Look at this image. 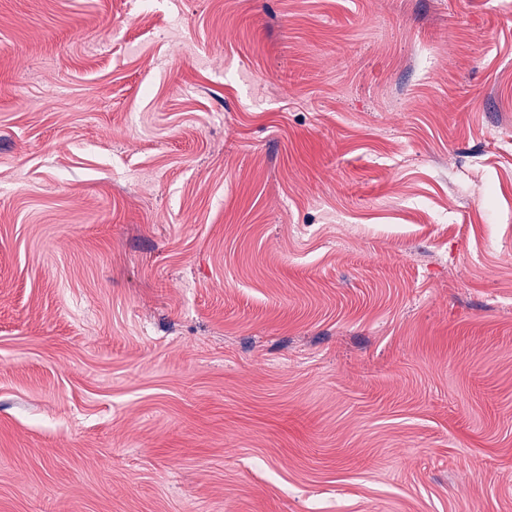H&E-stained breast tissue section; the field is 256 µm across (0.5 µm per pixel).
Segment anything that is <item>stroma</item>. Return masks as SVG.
Instances as JSON below:
<instances>
[{"instance_id":"1","label":"stroma","mask_w":512,"mask_h":512,"mask_svg":"<svg viewBox=\"0 0 512 512\" xmlns=\"http://www.w3.org/2000/svg\"><path fill=\"white\" fill-rule=\"evenodd\" d=\"M0 512H512V0H0Z\"/></svg>"}]
</instances>
